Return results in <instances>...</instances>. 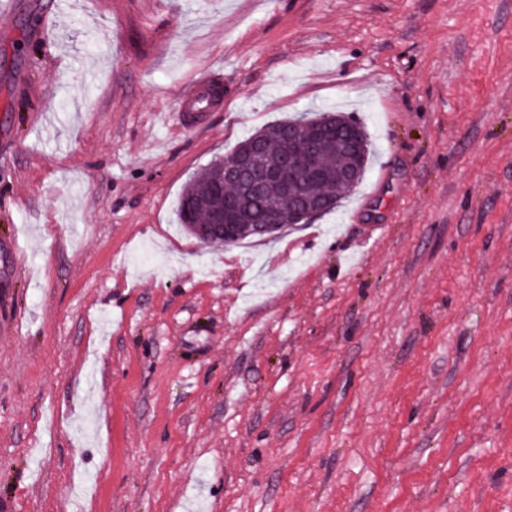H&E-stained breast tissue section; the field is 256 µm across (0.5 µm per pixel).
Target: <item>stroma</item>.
Masks as SVG:
<instances>
[{
	"label": "stroma",
	"instance_id": "obj_1",
	"mask_svg": "<svg viewBox=\"0 0 512 512\" xmlns=\"http://www.w3.org/2000/svg\"><path fill=\"white\" fill-rule=\"evenodd\" d=\"M330 109L372 148L334 211L178 224ZM0 512H512V0L0 14ZM207 81L196 84L191 88V93L185 99V106L183 109V118L188 123L198 121L203 112L219 100V93L215 88L205 90ZM319 112L321 113L313 118L301 115L267 125L261 129L260 131L264 133V141L259 149L268 163L259 154L257 145L244 151L239 149L249 140L251 135L238 143L236 147L238 149L232 155L225 156L224 159H221V157L214 158L203 173L186 186L181 195L177 217L184 230L187 232L185 226L187 224L192 235L200 243L211 245L217 243V240L226 242L229 238L236 237L240 228L244 235L270 236L282 229L285 224L306 223L330 209L334 204L332 198L326 200L309 199L302 207H293L290 202L288 203L289 192L296 187H302L304 183L314 178L322 176L321 172L315 167V151L299 141L297 131L300 127L290 130L283 161L279 164H269L278 161L280 140L283 131L289 127L290 123L317 119L322 121L332 115L345 118L350 122L346 123V126L349 127L348 139L350 148L355 151L361 140L359 130L354 125L356 123L342 112ZM220 161H224V183L239 184L246 192H258L269 187L279 189L281 201L269 211L267 224H261L262 217L265 208L276 200L274 192H268L264 197L250 201L248 204L250 213L247 217L249 224L239 223V208L235 204L227 202V200L223 211H217L212 218V223L209 224L207 210L201 205L195 204V201L210 196L216 189Z\"/></svg>",
	"mask_w": 512,
	"mask_h": 512
}]
</instances>
